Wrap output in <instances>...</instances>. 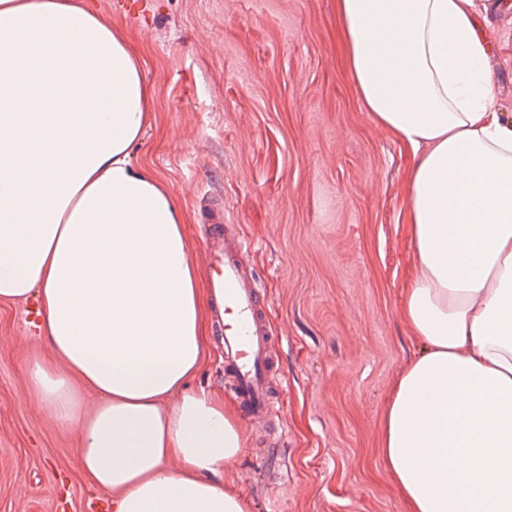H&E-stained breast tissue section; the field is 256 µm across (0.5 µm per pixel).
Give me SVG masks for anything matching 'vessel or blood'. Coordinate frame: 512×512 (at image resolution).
I'll return each mask as SVG.
<instances>
[{"mask_svg": "<svg viewBox=\"0 0 512 512\" xmlns=\"http://www.w3.org/2000/svg\"><path fill=\"white\" fill-rule=\"evenodd\" d=\"M205 232L210 317L223 347L226 393L248 422L263 427L280 411L269 385L277 334L252 263L255 244L220 213L210 216Z\"/></svg>", "mask_w": 512, "mask_h": 512, "instance_id": "b4317fda", "label": "vessel or blood"}]
</instances>
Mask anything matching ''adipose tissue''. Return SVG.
I'll list each match as a JSON object with an SVG mask.
<instances>
[{
  "label": "adipose tissue",
  "mask_w": 512,
  "mask_h": 512,
  "mask_svg": "<svg viewBox=\"0 0 512 512\" xmlns=\"http://www.w3.org/2000/svg\"><path fill=\"white\" fill-rule=\"evenodd\" d=\"M336 10L364 109L415 154L401 310L425 348L385 458L411 512H512V123L475 2ZM150 112L138 53L83 0H0V300L36 296L55 359L28 369L35 401L113 512H250L221 482L234 413L188 386L202 295L180 210L132 162Z\"/></svg>",
  "instance_id": "ef3b65f1"
}]
</instances>
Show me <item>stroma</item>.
<instances>
[{"mask_svg":"<svg viewBox=\"0 0 512 512\" xmlns=\"http://www.w3.org/2000/svg\"><path fill=\"white\" fill-rule=\"evenodd\" d=\"M142 58L152 112L135 165L184 217L199 261L208 206L258 243L282 338L272 387L287 435L245 433L224 485L251 512H410L383 452L388 397L423 343L401 313L416 271L412 151L363 108L336 0H88ZM512 122V0H477ZM38 301L0 302V512H89L80 435L40 409L27 370L53 360Z\"/></svg>","mask_w":512,"mask_h":512,"instance_id":"stroma-1","label":"stroma"}]
</instances>
